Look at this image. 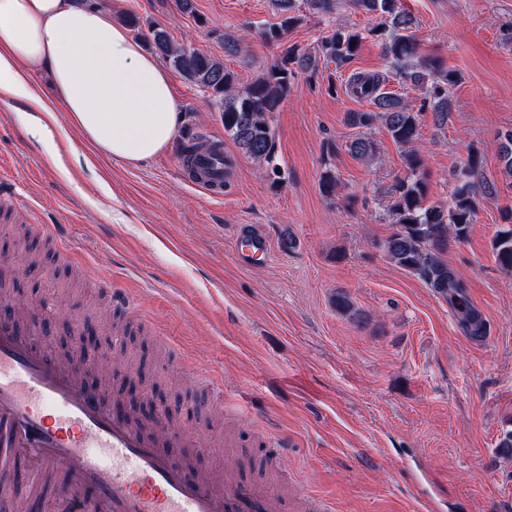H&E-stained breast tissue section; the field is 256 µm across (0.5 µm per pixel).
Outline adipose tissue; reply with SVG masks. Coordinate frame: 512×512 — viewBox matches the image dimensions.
Instances as JSON below:
<instances>
[{
    "instance_id": "1",
    "label": "adipose tissue",
    "mask_w": 512,
    "mask_h": 512,
    "mask_svg": "<svg viewBox=\"0 0 512 512\" xmlns=\"http://www.w3.org/2000/svg\"><path fill=\"white\" fill-rule=\"evenodd\" d=\"M40 71L101 154L136 164L173 143L182 114L169 70L93 0H0V94L37 102L28 77Z\"/></svg>"
}]
</instances>
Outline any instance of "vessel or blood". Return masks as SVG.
<instances>
[{"instance_id": "vessel-or-blood-1", "label": "vessel or blood", "mask_w": 512, "mask_h": 512, "mask_svg": "<svg viewBox=\"0 0 512 512\" xmlns=\"http://www.w3.org/2000/svg\"><path fill=\"white\" fill-rule=\"evenodd\" d=\"M185 175L223 194V151L198 152ZM245 239L236 257L246 267L269 245ZM37 322L0 296V447L40 474L66 469L69 512H284L277 490L211 481L194 466L191 441L105 397L80 359L62 363L36 347L27 328Z\"/></svg>"}]
</instances>
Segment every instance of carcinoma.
Wrapping results in <instances>:
<instances>
[{
	"instance_id": "carcinoma-1",
	"label": "carcinoma",
	"mask_w": 512,
	"mask_h": 512,
	"mask_svg": "<svg viewBox=\"0 0 512 512\" xmlns=\"http://www.w3.org/2000/svg\"><path fill=\"white\" fill-rule=\"evenodd\" d=\"M359 10L380 18L367 33L335 26L324 35L316 52L295 44L283 46L288 31L305 20L298 13L296 0H275L280 21L261 28L263 40L283 46L281 55L253 81L241 85L224 62L178 46L167 32L152 24L142 25L132 13L125 15L126 24L136 35L148 29L145 39L149 47L162 56L186 80L219 99L223 105L224 132L242 153L266 166L272 183L281 180L276 163L275 133L268 116L288 97L298 74L314 72L320 61L344 64L358 51L365 35L381 41L386 57L402 81L425 91L435 122H448V87L457 82V75L430 60L414 61L418 46L409 34L414 18L399 8L400 0H350ZM387 77L380 74L357 75L348 88L358 98H368L376 106L371 111L346 113L349 126L370 129L380 123L395 144L405 149L408 177L395 187L391 214L395 231L385 240L384 249L392 262L414 273L436 293L448 299L457 311L463 328L473 340L487 333L482 313L470 304L463 283L442 259L449 239L458 242L467 238L477 214L479 198L489 194L490 187L477 180L480 161L475 153L468 155L460 174L455 178L448 202L428 203L425 160L414 144L419 136L421 113L408 108L402 98L382 90ZM350 153L361 162L373 159L376 144L370 138L356 137L349 143ZM496 262L512 269V223L500 228L493 239Z\"/></svg>"
}]
</instances>
